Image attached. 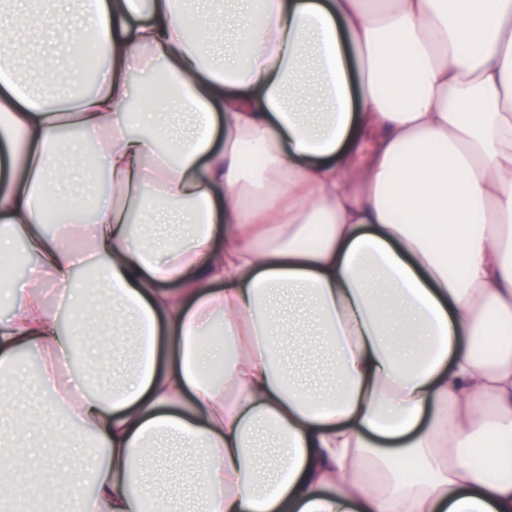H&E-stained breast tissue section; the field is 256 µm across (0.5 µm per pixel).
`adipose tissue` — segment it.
I'll return each mask as SVG.
<instances>
[{
  "label": "adipose tissue",
  "mask_w": 512,
  "mask_h": 512,
  "mask_svg": "<svg viewBox=\"0 0 512 512\" xmlns=\"http://www.w3.org/2000/svg\"><path fill=\"white\" fill-rule=\"evenodd\" d=\"M40 2L0 46L104 60L0 66V254L35 257L0 371L40 354L95 456L0 452V503L48 473L80 512H512V0ZM78 137L107 186L50 233ZM107 308L133 345L101 387L71 361ZM62 37H66V34L58 30L55 35L48 32H32L23 36L17 42V45L23 47L29 54L37 51L38 48L50 51L53 48L54 42Z\"/></svg>",
  "instance_id": "adipose-tissue-1"
}]
</instances>
